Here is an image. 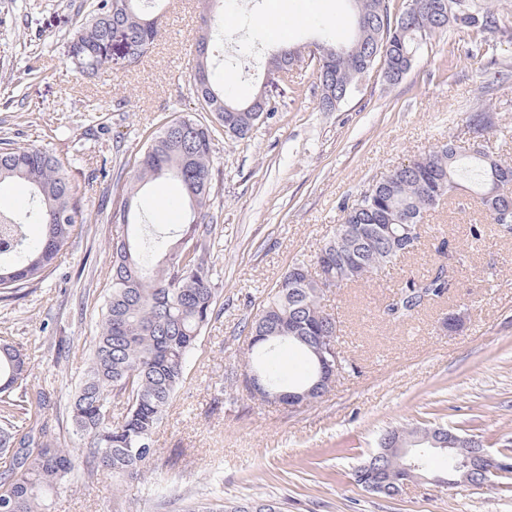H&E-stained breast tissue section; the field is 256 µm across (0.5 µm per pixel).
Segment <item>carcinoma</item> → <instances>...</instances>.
Masks as SVG:
<instances>
[{
    "label": "carcinoma",
    "instance_id": "1",
    "mask_svg": "<svg viewBox=\"0 0 512 512\" xmlns=\"http://www.w3.org/2000/svg\"><path fill=\"white\" fill-rule=\"evenodd\" d=\"M149 0H93L89 18L75 37L81 47L72 57L74 69L95 74L106 64L108 43L121 37L131 47L128 65L148 55L158 35V18L144 12ZM355 13L375 18L376 35L363 37L353 29L349 40L333 46L334 61L319 59L317 79L320 108L330 98L350 92L355 79L376 64L388 69L424 41L445 29L434 10L437 3L450 6L452 24L476 32H493L501 21L489 7L472 0H416L418 26H382L386 0H353ZM223 36V18L207 20L205 33L196 40L193 71L205 82L193 85L215 124L225 127L224 116L241 112L239 126L230 133L243 139L257 123L246 108L250 102L228 97L211 67L212 47ZM214 124L193 115L175 117L146 138L141 156L129 177L126 198L112 214L124 234L112 243L108 275L109 293L101 306L87 368L67 410L66 424L83 441L80 448L57 446L62 426L42 419L48 392L33 379L26 349L0 338V458L10 461L0 478V512H49L51 500L67 488L75 474L86 481L101 477L114 486L134 479L156 455L153 437L184 381L187 361L202 330L214 314L216 289L207 250L215 231L206 222L210 206V161ZM175 182L185 205L179 224L157 232L138 222L133 201L140 190L157 179ZM21 181L31 190L32 206L0 210V296L17 297L22 290L48 280L55 260L82 230L80 197L90 182L79 183L71 168L53 152L38 146L22 147L0 138V184ZM501 186L500 195L512 197V163L475 150L466 152L447 142L437 149L392 169L363 197L372 198L368 210L357 199L343 208V223L364 225L362 235L334 233L320 249L319 262L336 276L337 287L358 283L383 271L407 255L394 246L386 226L403 233L402 225L417 224L424 213L453 197L466 186L476 195L489 223L496 224L494 201L489 193ZM41 224L40 241L26 243L25 226ZM310 264L298 261L291 268L304 271L301 282L289 283L286 272L276 283L260 312L247 324L246 366L262 375L274 389L296 392L313 383L317 358L310 339L329 332L333 318L321 303L324 293L308 274ZM448 294L444 268L427 277H410L392 292L384 314L394 323L411 320L427 302ZM296 349L306 358V375L295 383L281 369L276 351ZM125 406L121 418L112 417L111 406ZM445 426L401 428L404 439L417 441L412 455L429 467L432 455L446 454L447 483L461 480L472 449L461 445L442 448L423 441L428 430ZM219 512H282L273 500H253L222 505Z\"/></svg>",
    "mask_w": 512,
    "mask_h": 512
}]
</instances>
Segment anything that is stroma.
<instances>
[{"label":"stroma","instance_id":"1","mask_svg":"<svg viewBox=\"0 0 512 512\" xmlns=\"http://www.w3.org/2000/svg\"><path fill=\"white\" fill-rule=\"evenodd\" d=\"M86 0H0V138L53 149L94 175L82 200L84 226L60 252L52 278L0 300V336L27 346L45 411L55 418L82 377L107 294L112 222L148 135L195 113L191 61L206 15L224 16L217 77L239 101L265 93L276 110L250 137L214 135L209 219L216 232L209 263L217 304L191 354L182 387L154 436L143 477L120 487L78 481L52 512H202L218 504L275 498L283 512H512V481L497 488L428 480L392 498L355 481L380 435L398 426L444 424L479 435L491 453L512 442V237L486 223L467 192L429 211L412 254L367 282L333 289L322 306L338 326L349 366L321 400L293 409L224 395L240 371L243 329L295 261L311 260L339 224L344 205L395 166L451 142L473 143L512 159V53L500 34L448 27L422 46L396 82L381 68L359 76L335 111L319 106L314 43L344 41L351 0H164L159 36L142 64L113 54L87 77L71 64ZM288 19L273 33L272 9ZM301 51L287 74L269 72L281 48ZM45 72L28 73L31 57ZM488 113L481 140L471 115ZM177 194L155 182L137 199L140 217L169 224ZM483 227L480 241L471 224ZM447 252H439V242ZM448 267L447 295L405 323L380 314L391 291L436 265Z\"/></svg>","mask_w":512,"mask_h":512}]
</instances>
